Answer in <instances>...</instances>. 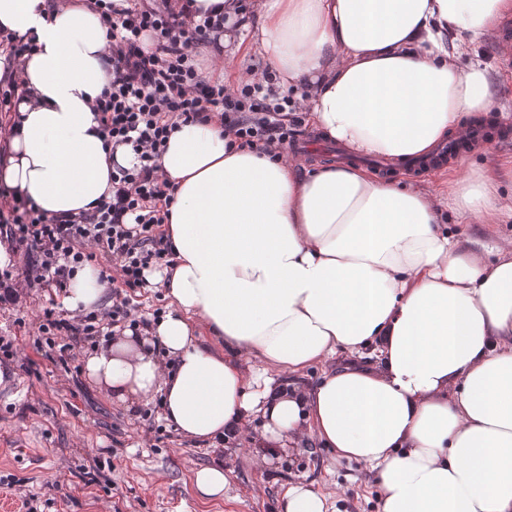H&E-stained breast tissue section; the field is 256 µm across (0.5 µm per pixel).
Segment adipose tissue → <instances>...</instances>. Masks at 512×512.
Instances as JSON below:
<instances>
[{
	"label": "adipose tissue",
	"mask_w": 512,
	"mask_h": 512,
	"mask_svg": "<svg viewBox=\"0 0 512 512\" xmlns=\"http://www.w3.org/2000/svg\"><path fill=\"white\" fill-rule=\"evenodd\" d=\"M192 6L195 22L224 16L219 45H198L214 68L249 79L238 60L249 45L306 124L396 162L487 118L499 84L472 50L512 18V0H253L242 33V0ZM106 33L81 0H0V34L36 44L0 182L50 218L92 210L112 194L113 165L135 161L131 147L106 150L94 112ZM483 152L488 175L454 177L438 197L358 164L305 173L217 124L179 123L160 159L174 263L147 274L169 309L97 346L87 377L131 411L161 400L192 439L238 433L253 416L269 445L312 434L367 468L380 512H512V240L464 247L439 213L512 217L495 176L512 178V165ZM107 293L87 266L62 304L77 316ZM369 345L377 366L333 370L314 388L277 376ZM244 355L266 369L246 376Z\"/></svg>",
	"instance_id": "obj_1"
}]
</instances>
